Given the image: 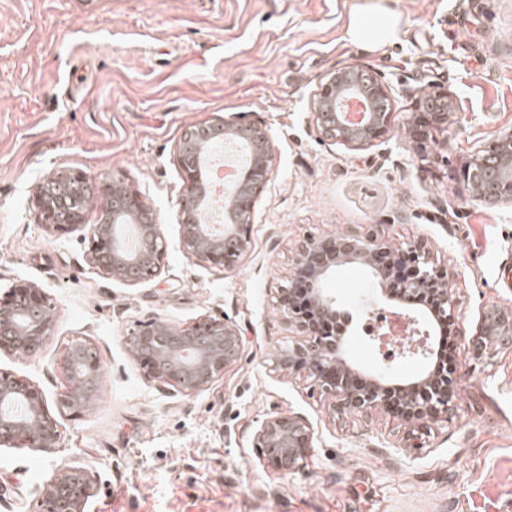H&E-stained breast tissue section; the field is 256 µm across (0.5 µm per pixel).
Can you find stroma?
<instances>
[{"label": "stroma", "instance_id": "1", "mask_svg": "<svg viewBox=\"0 0 512 512\" xmlns=\"http://www.w3.org/2000/svg\"><path fill=\"white\" fill-rule=\"evenodd\" d=\"M376 0H0V291L25 279L52 303L35 354L0 350V370L49 401L66 388L68 343L90 344L99 392L80 414L55 409L60 441L0 446V512H38L68 468L94 482L92 512H512V346L478 349L486 309L512 312V203L487 202L469 155L512 130V0H385L392 44L366 53L346 39L355 9ZM392 87V128L363 149L322 140L313 102L348 66ZM453 102L437 140L413 138L419 93ZM242 115L272 144L249 243L234 268L179 248L184 131ZM80 171L124 181L161 224L158 277H104L88 245L37 222L45 179ZM351 230L393 247L422 244L456 302L457 391L446 417L416 428L385 412H342L305 374L276 368L301 335L276 308L298 247ZM329 287L347 311L398 307L365 267L340 266ZM227 316L240 360L190 394L145 378L127 340L141 322L177 328ZM363 316L347 330L356 370L383 362ZM311 426L302 466L274 471L255 431L271 415Z\"/></svg>", "mask_w": 512, "mask_h": 512}]
</instances>
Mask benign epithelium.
Returning a JSON list of instances; mask_svg holds the SVG:
<instances>
[{"mask_svg": "<svg viewBox=\"0 0 512 512\" xmlns=\"http://www.w3.org/2000/svg\"><path fill=\"white\" fill-rule=\"evenodd\" d=\"M359 92L336 86V76L321 85L316 99L314 119L326 139L351 149H361L383 138L391 128L392 113L367 112L359 125L349 124L341 112V103ZM448 125V113L426 112L424 119L412 124L413 135L426 139ZM210 127L233 130L245 137L254 149L253 183L229 193L230 210L224 225L201 224L195 220L209 205L200 176L187 174L188 186L183 195L181 217L194 219L182 225L180 249L197 262L234 266L248 243L247 227L252 221L254 204L269 182L271 143L262 127L252 122L218 120ZM493 150L503 168L497 200L512 203V131L495 139ZM90 191L108 204V213L100 224L84 223V215L76 214L68 222L56 219V209L38 186L35 203L38 222L57 235L89 237L93 264L98 270L129 285L155 277L166 252L162 227L141 224L145 208L137 194L121 181L90 183ZM394 253L387 241L376 235L362 236L349 231L311 237L295 258L289 286L278 290V313L304 336L287 353L276 359L282 369H302L306 377L334 400L343 410L367 412L383 410L406 421L423 426L448 412L454 396L452 374L456 364L445 375L425 371L414 380L389 385L391 367L386 359L379 370L364 378L346 359L342 336H327L323 324L343 315L342 300L325 287L336 268L358 263L371 269L380 292L388 294L397 288L411 297L428 288L434 294L432 317L439 321L455 320V302L448 290L437 288L435 268L429 253L421 245L403 252L410 266L393 274L389 257ZM310 302L309 312L300 310L302 295ZM48 296L37 285L19 280L0 294V350L30 355L44 344L51 331L52 319L45 314ZM397 320L412 326L421 336L416 345L400 352L403 357L428 359L433 350L428 345L430 331H421L418 314L396 312ZM479 335L497 336L512 344V317L499 313L489 321H481ZM136 348L147 364L146 378L175 393L200 390L241 358L242 337L239 328L223 317L203 316L185 329L172 327L165 320L154 321L135 335ZM63 369L68 386L58 398V405L78 413L98 392L100 364L85 355V343L70 344L63 356ZM58 423L52 415L43 390L26 378L0 370V445L39 450L54 448L59 441ZM312 443L309 423L300 416L274 415L266 418L256 431L259 454L277 472H290L306 458ZM93 485L87 471L72 467L63 472L44 490L43 512H88Z\"/></svg>", "mask_w": 512, "mask_h": 512, "instance_id": "1", "label": "benign epithelium"}]
</instances>
